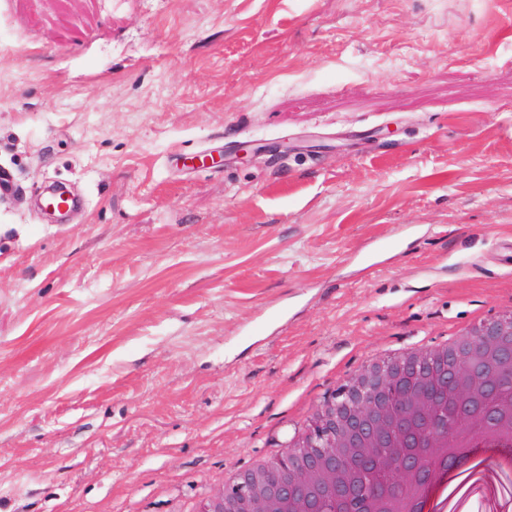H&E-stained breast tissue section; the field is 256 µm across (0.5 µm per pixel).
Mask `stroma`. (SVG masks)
<instances>
[{
  "label": "stroma",
  "instance_id": "35a3bbf8",
  "mask_svg": "<svg viewBox=\"0 0 512 512\" xmlns=\"http://www.w3.org/2000/svg\"><path fill=\"white\" fill-rule=\"evenodd\" d=\"M2 169L0 512H187L512 314V0H0Z\"/></svg>",
  "mask_w": 512,
  "mask_h": 512
}]
</instances>
